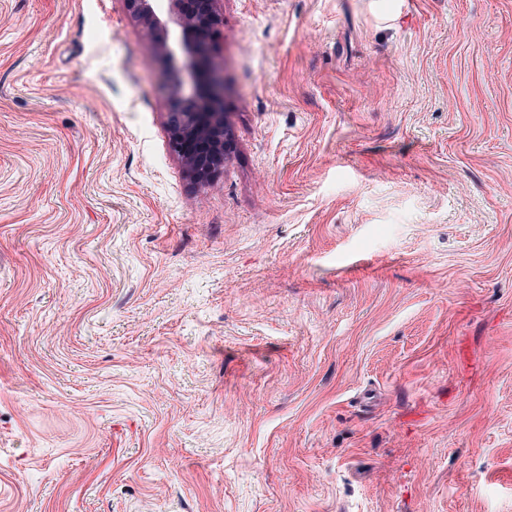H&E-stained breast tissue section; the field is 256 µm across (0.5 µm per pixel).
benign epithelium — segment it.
Masks as SVG:
<instances>
[{"instance_id":"benign-epithelium-1","label":"benign epithelium","mask_w":512,"mask_h":512,"mask_svg":"<svg viewBox=\"0 0 512 512\" xmlns=\"http://www.w3.org/2000/svg\"><path fill=\"white\" fill-rule=\"evenodd\" d=\"M124 0L127 12L149 32H162L157 52L171 66L167 127L171 147L199 182L223 173L230 150L224 116V83L211 44L223 24L220 0Z\"/></svg>"}]
</instances>
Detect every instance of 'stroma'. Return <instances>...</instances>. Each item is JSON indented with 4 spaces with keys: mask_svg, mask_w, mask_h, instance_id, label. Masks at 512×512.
<instances>
[{
    "mask_svg": "<svg viewBox=\"0 0 512 512\" xmlns=\"http://www.w3.org/2000/svg\"><path fill=\"white\" fill-rule=\"evenodd\" d=\"M185 173L123 0H0V512H512V0H222Z\"/></svg>",
    "mask_w": 512,
    "mask_h": 512,
    "instance_id": "stroma-1",
    "label": "stroma"
}]
</instances>
